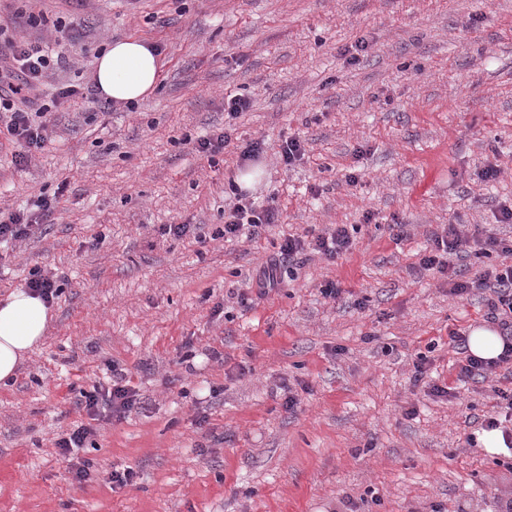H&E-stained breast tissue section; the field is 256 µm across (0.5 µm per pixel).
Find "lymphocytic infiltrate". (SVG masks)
Instances as JSON below:
<instances>
[{"mask_svg":"<svg viewBox=\"0 0 512 512\" xmlns=\"http://www.w3.org/2000/svg\"><path fill=\"white\" fill-rule=\"evenodd\" d=\"M52 58L42 49L22 40L0 42V125L18 144L14 155L18 166H26L33 154L42 148L47 130L49 105L39 103L36 89L46 72L53 67ZM37 213L11 212L0 214V242L26 240L39 219L47 218L53 209L52 198L43 196L36 203ZM274 207L257 206L242 191H235L234 202L224 212V234L228 237L247 235L259 237L266 226L277 223ZM355 239L346 225L339 224L328 232L307 230L285 237L274 258L267 262L256 281L257 297H264L281 281L285 263L305 251H313L328 259L349 252ZM475 254L500 256L497 264L465 276L455 263L456 257ZM421 268L438 275L448 283L450 294L460 298L481 294L486 302L488 322L505 330L504 349L494 360L466 356L459 365V379L487 378L498 368L512 366V239L499 238L480 231H467L463 225L452 224L435 236L419 260ZM139 398L123 373H113L111 386L92 385L79 389L75 404L85 412L86 423L75 426L57 441L64 456L77 455L88 439L96 433V422L122 419L137 407Z\"/></svg>","mask_w":512,"mask_h":512,"instance_id":"1","label":"lymphocytic infiltrate"}]
</instances>
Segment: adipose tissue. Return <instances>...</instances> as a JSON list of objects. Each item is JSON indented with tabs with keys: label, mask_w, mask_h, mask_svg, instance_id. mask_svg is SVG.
Returning <instances> with one entry per match:
<instances>
[{
	"label": "adipose tissue",
	"mask_w": 512,
	"mask_h": 512,
	"mask_svg": "<svg viewBox=\"0 0 512 512\" xmlns=\"http://www.w3.org/2000/svg\"><path fill=\"white\" fill-rule=\"evenodd\" d=\"M94 80L102 97L122 105L138 103L158 85V59L145 40L119 39L96 58ZM52 318L50 305L26 289L0 299V383L10 381L42 344Z\"/></svg>",
	"instance_id": "1"
}]
</instances>
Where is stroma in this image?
<instances>
[{
    "label": "stroma",
    "instance_id": "1",
    "mask_svg": "<svg viewBox=\"0 0 512 512\" xmlns=\"http://www.w3.org/2000/svg\"><path fill=\"white\" fill-rule=\"evenodd\" d=\"M0 28L63 54L43 101L94 86L113 40L160 49L148 99L59 105L30 165L0 134V210L56 199L25 241L0 243V299L36 269L62 287L44 343L0 386V512H498L512 470L467 439L512 372L458 381L450 335L486 306L418 256L449 224L512 236V0H0ZM235 95L250 107L230 120ZM228 124L223 151H196ZM290 136L305 156L287 167ZM253 139L264 176L247 194L279 221L227 240ZM337 224L357 227L351 251L306 253L252 299L284 236ZM116 369L141 405L102 421L76 482L56 441L86 418L77 389ZM115 468L132 485L113 490Z\"/></svg>",
    "mask_w": 512,
    "mask_h": 512
}]
</instances>
